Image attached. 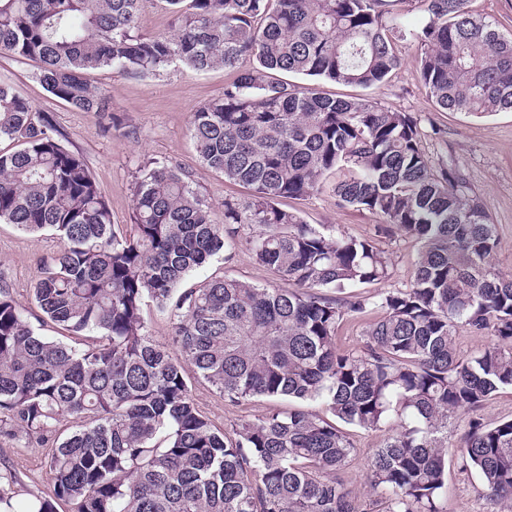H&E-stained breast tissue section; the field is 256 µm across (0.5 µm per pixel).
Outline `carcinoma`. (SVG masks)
Returning <instances> with one entry per match:
<instances>
[{
	"instance_id": "cac0c4a2",
	"label": "carcinoma",
	"mask_w": 512,
	"mask_h": 512,
	"mask_svg": "<svg viewBox=\"0 0 512 512\" xmlns=\"http://www.w3.org/2000/svg\"><path fill=\"white\" fill-rule=\"evenodd\" d=\"M416 2L408 29L393 13ZM171 29L137 32L143 0H0V53L39 64L47 92L112 121L90 76L172 65L236 69L224 94L190 116L200 160L249 190L224 198V223L188 172L148 161L132 186L134 224L112 210L83 154L0 80V223L59 247L32 288L36 330L0 279V437L46 450L56 498L72 512H359L342 474L349 429L385 432L369 463L378 512H442L448 423L512 387V278L459 170L431 164L418 119L366 97L336 98L274 77L292 73L372 88L420 45L421 79L444 112L512 111V35L468 0H166ZM246 57L256 66L241 67ZM337 206L381 217L375 236L419 243L403 288L349 289L390 277L373 239L305 223L278 206L331 177ZM282 286L221 278L186 293L184 278L234 248ZM170 313L169 342L143 307ZM375 310L362 346L340 350L345 319ZM484 344L463 356L461 336ZM200 379L233 405L319 400L329 416L272 408L217 427L199 409ZM73 419L76 429H63ZM460 469L512 512V420H469Z\"/></svg>"
}]
</instances>
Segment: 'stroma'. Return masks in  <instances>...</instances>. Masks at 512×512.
I'll list each match as a JSON object with an SVG mask.
<instances>
[{"label": "stroma", "mask_w": 512, "mask_h": 512, "mask_svg": "<svg viewBox=\"0 0 512 512\" xmlns=\"http://www.w3.org/2000/svg\"><path fill=\"white\" fill-rule=\"evenodd\" d=\"M417 44L401 45L402 65L383 84L367 89L366 97L381 106L415 116L423 133L422 145L434 163L453 161L496 224L499 246L497 266L512 277V112L475 117L460 112L436 111L420 77ZM36 62L0 54V79L49 115L62 134L64 144L85 157L112 210V221L132 222L130 187L144 158L166 160L188 171L195 191L207 198L214 223L224 221L226 196L247 197L242 186L226 183L221 173L204 165L195 149L189 121L192 112L219 97L236 73L221 68L193 72L169 68L156 76L127 77L112 69L94 72L92 82L111 100L113 125L99 115L78 112L54 99L36 77ZM282 208L298 212L309 224H325L359 238L372 237L377 215L355 207H337L329 191L300 199L281 200ZM392 261L387 285L403 286L409 280L417 254L412 239L397 235L381 242ZM58 247L50 232L28 234L11 224H0V277L16 300L29 305L30 290L40 276L44 259ZM233 277L258 285H274L278 279L256 263L245 246H238L231 259L216 255L190 272L183 288H197L213 279ZM192 394L200 409L217 425L264 414L268 400L253 399L233 405L198 383ZM382 438L381 433L356 431L357 452L345 470V480L358 497L361 512L369 507L368 461ZM0 484L13 498L19 512L28 504L50 500L55 512H70L68 503L56 500L43 449L19 440L0 439ZM475 473L461 471L456 457L448 459V486L441 498L443 512H496L497 507L477 491Z\"/></svg>", "instance_id": "obj_1"}]
</instances>
